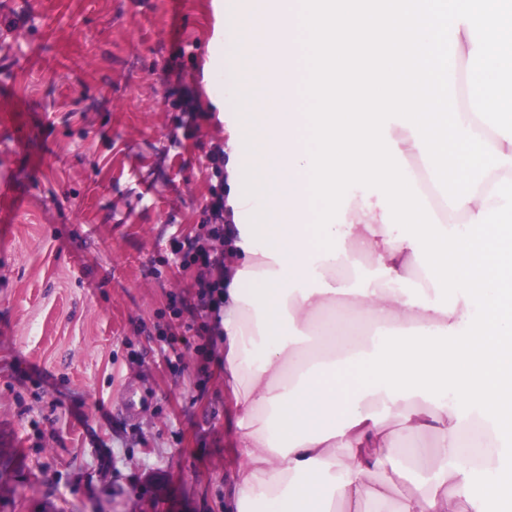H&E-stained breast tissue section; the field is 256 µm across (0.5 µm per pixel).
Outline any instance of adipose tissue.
Returning <instances> with one entry per match:
<instances>
[{"mask_svg": "<svg viewBox=\"0 0 512 512\" xmlns=\"http://www.w3.org/2000/svg\"><path fill=\"white\" fill-rule=\"evenodd\" d=\"M261 2L234 28L224 83L238 110L225 126L224 387L237 411L225 512L512 505L511 468L473 485L441 399L478 400L512 430V238L487 221L512 191V0ZM302 34L318 59L308 112L293 98ZM451 180L437 215L425 201ZM364 184L377 194L356 198ZM359 256L380 275L372 287L347 285ZM359 365L372 378L337 391ZM425 433L435 475L397 492L398 441Z\"/></svg>", "mask_w": 512, "mask_h": 512, "instance_id": "obj_1", "label": "adipose tissue"}]
</instances>
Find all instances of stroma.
<instances>
[{
	"label": "stroma",
	"mask_w": 512,
	"mask_h": 512,
	"mask_svg": "<svg viewBox=\"0 0 512 512\" xmlns=\"http://www.w3.org/2000/svg\"><path fill=\"white\" fill-rule=\"evenodd\" d=\"M236 0H0V512H224V365L169 369ZM199 119L180 125L178 99Z\"/></svg>",
	"instance_id": "stroma-1"
}]
</instances>
